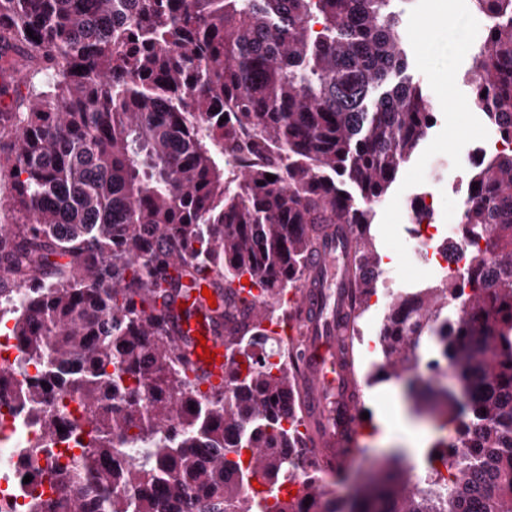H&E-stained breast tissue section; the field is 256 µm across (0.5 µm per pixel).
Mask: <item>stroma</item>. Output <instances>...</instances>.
I'll return each instance as SVG.
<instances>
[{
	"instance_id": "obj_1",
	"label": "stroma",
	"mask_w": 512,
	"mask_h": 512,
	"mask_svg": "<svg viewBox=\"0 0 512 512\" xmlns=\"http://www.w3.org/2000/svg\"><path fill=\"white\" fill-rule=\"evenodd\" d=\"M399 35L408 59V75L425 88L436 121L418 150L400 170L384 201L375 210L370 234L377 253L391 264L377 290L400 296L415 281H435L436 276L413 262L410 247L415 228L407 217L417 195L435 192L436 221L455 224L471 174L489 158L493 127L478 109L469 107L473 86L467 74L476 51L484 42L481 17L470 0H397ZM385 310L368 308L357 321L354 339L355 368L363 390V409L369 429L351 466L331 482L337 499L353 496L379 475L380 461L392 449L380 437L394 405L410 411L406 381L383 378L380 349H369L372 335L381 327Z\"/></svg>"
}]
</instances>
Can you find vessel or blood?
I'll return each mask as SVG.
<instances>
[{
  "label": "vessel or blood",
  "instance_id": "b4317fda",
  "mask_svg": "<svg viewBox=\"0 0 512 512\" xmlns=\"http://www.w3.org/2000/svg\"><path fill=\"white\" fill-rule=\"evenodd\" d=\"M314 235L317 246L298 294L300 319L290 352L297 359L296 391L312 451L328 471L352 463V446L367 428L346 334L353 295L350 259L357 244L347 228L332 224L316 229ZM198 284L209 289V296L174 291L170 339L188 359L193 376L204 385L220 386L230 366L224 338L235 329L233 317L241 306L225 296L216 271L200 274ZM205 347L215 350L216 362L200 360Z\"/></svg>",
  "mask_w": 512,
  "mask_h": 512
}]
</instances>
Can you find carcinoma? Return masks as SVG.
<instances>
[{
	"instance_id": "cac0c4a2",
	"label": "carcinoma",
	"mask_w": 512,
	"mask_h": 512,
	"mask_svg": "<svg viewBox=\"0 0 512 512\" xmlns=\"http://www.w3.org/2000/svg\"><path fill=\"white\" fill-rule=\"evenodd\" d=\"M392 2L0 0V50L36 59L27 96L0 110L12 219L0 225L12 276L0 303L24 293L14 333L28 359L51 365L19 398L40 406L80 372L71 391L87 451L58 467L64 512H512V150L468 183L464 266L392 302L382 326L380 374L411 375L422 344L439 375L453 371L460 391L432 385L439 403L416 401L452 437L422 471L381 463L382 478L349 500L310 483L303 499L269 505L252 490L294 472L282 449L301 447L280 426L301 420L287 402L296 365L247 353L268 339L267 306L301 287L309 226L345 224L355 304L369 307L373 209L435 121L405 74ZM472 3L488 18L472 106L511 141L512 0ZM226 156L242 163L231 179ZM203 268L230 291L244 278L262 288L265 309L242 310L243 335L226 343L245 361L196 402L168 339V298ZM37 418L45 440L60 437L55 416Z\"/></svg>"
}]
</instances>
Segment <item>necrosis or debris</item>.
<instances>
[{
    "mask_svg": "<svg viewBox=\"0 0 512 512\" xmlns=\"http://www.w3.org/2000/svg\"><path fill=\"white\" fill-rule=\"evenodd\" d=\"M435 205L419 197L409 219L417 223L414 256L432 272L447 274L463 266L468 245L460 241L456 228H444L435 222ZM7 365L23 386L35 383L44 373L43 365L29 361L17 336L0 329V365ZM61 420L63 432L57 442H46L33 419V412L21 403L14 391L0 392V512H34V502L50 505L57 501L55 480L48 474L51 466L68 463L82 452L77 443L87 428L85 414L69 390L50 394L46 403Z\"/></svg>",
    "mask_w": 512,
    "mask_h": 512,
    "instance_id": "1",
    "label": "necrosis or debris"
}]
</instances>
